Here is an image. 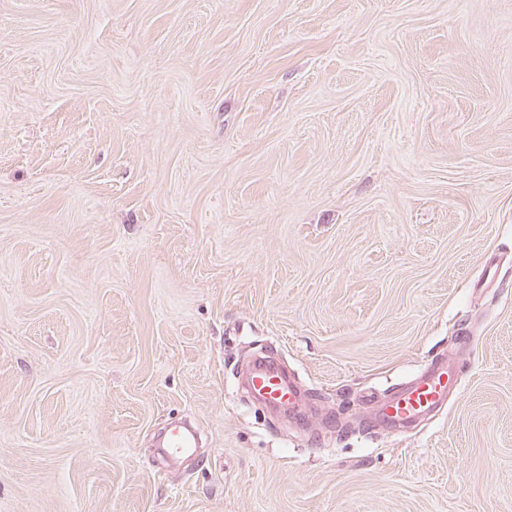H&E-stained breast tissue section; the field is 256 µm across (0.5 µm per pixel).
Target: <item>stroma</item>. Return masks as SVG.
<instances>
[{"label": "stroma", "instance_id": "35a3bbf8", "mask_svg": "<svg viewBox=\"0 0 512 512\" xmlns=\"http://www.w3.org/2000/svg\"><path fill=\"white\" fill-rule=\"evenodd\" d=\"M0 512H512V0H0ZM242 382L257 399L270 407L288 404L295 410L303 400L302 388L278 361L257 357L244 373ZM460 386L443 361L432 362L401 390L379 402L375 415L380 424L402 431L415 418L444 406ZM196 443L197 432L195 429L188 424H181L166 434L160 453L167 458H178L196 448Z\"/></svg>", "mask_w": 512, "mask_h": 512}]
</instances>
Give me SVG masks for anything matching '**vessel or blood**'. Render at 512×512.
I'll return each instance as SVG.
<instances>
[{"mask_svg":"<svg viewBox=\"0 0 512 512\" xmlns=\"http://www.w3.org/2000/svg\"><path fill=\"white\" fill-rule=\"evenodd\" d=\"M242 382L264 404L296 409L303 392L294 378L278 361L257 357L244 373ZM459 385L445 362L437 361L406 383L401 390L379 402L375 415L380 424L405 429L415 418L444 406ZM197 443V433L189 425L172 428L165 436L160 450L162 456L177 458L187 454Z\"/></svg>","mask_w":512,"mask_h":512,"instance_id":"b4317fda","label":"vessel or blood"}]
</instances>
